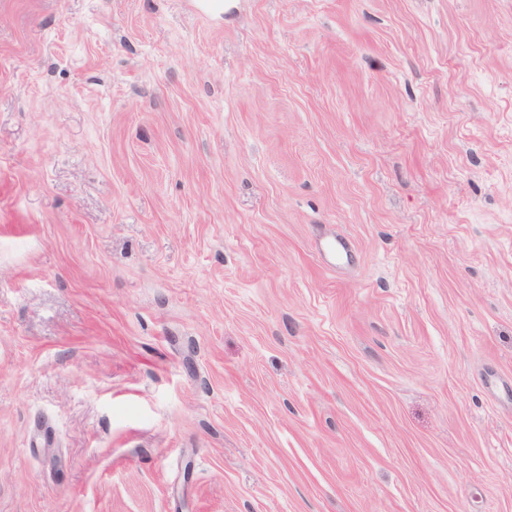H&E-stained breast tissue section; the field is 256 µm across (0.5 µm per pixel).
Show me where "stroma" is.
Here are the masks:
<instances>
[{
  "mask_svg": "<svg viewBox=\"0 0 512 512\" xmlns=\"http://www.w3.org/2000/svg\"><path fill=\"white\" fill-rule=\"evenodd\" d=\"M511 383L512 0H0V512H512ZM319 252L330 261L348 260L352 256V244L342 236H330L320 242Z\"/></svg>",
  "mask_w": 512,
  "mask_h": 512,
  "instance_id": "1",
  "label": "stroma"
}]
</instances>
